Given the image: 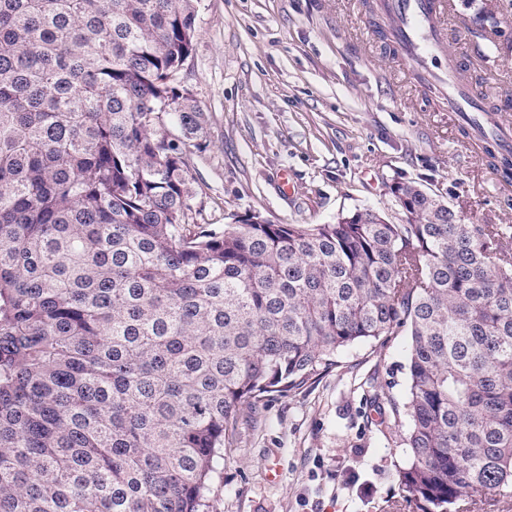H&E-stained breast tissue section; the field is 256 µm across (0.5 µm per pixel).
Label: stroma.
I'll list each match as a JSON object with an SVG mask.
<instances>
[{"label": "stroma", "instance_id": "1", "mask_svg": "<svg viewBox=\"0 0 512 512\" xmlns=\"http://www.w3.org/2000/svg\"><path fill=\"white\" fill-rule=\"evenodd\" d=\"M447 2L448 45L471 88L496 90L512 113V54L499 48L512 0H494L501 33L483 38L473 8ZM179 80L206 116L186 156L196 223L257 211L325 224L373 208L401 224L391 187L416 181L463 222L512 224V181L376 33L363 0H201ZM407 343L401 333L355 346L340 367L242 415L212 512H418L402 501L387 401L404 389Z\"/></svg>", "mask_w": 512, "mask_h": 512}]
</instances>
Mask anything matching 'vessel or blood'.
<instances>
[{
	"label": "vessel or blood",
	"mask_w": 512,
	"mask_h": 512,
	"mask_svg": "<svg viewBox=\"0 0 512 512\" xmlns=\"http://www.w3.org/2000/svg\"><path fill=\"white\" fill-rule=\"evenodd\" d=\"M383 7L402 19L393 36L404 59L419 67L427 82L439 81V74L430 69L429 63L446 53L443 28L446 0H385ZM448 102L465 128H488L499 155L512 159V123L482 114L472 89L453 78L448 81Z\"/></svg>",
	"instance_id": "1"
}]
</instances>
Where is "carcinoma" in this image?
<instances>
[{"label": "carcinoma", "instance_id": "1", "mask_svg": "<svg viewBox=\"0 0 512 512\" xmlns=\"http://www.w3.org/2000/svg\"><path fill=\"white\" fill-rule=\"evenodd\" d=\"M197 7L0 0V512H204L244 412L398 330L405 501L511 497L512 225L195 223Z\"/></svg>", "mask_w": 512, "mask_h": 512}]
</instances>
